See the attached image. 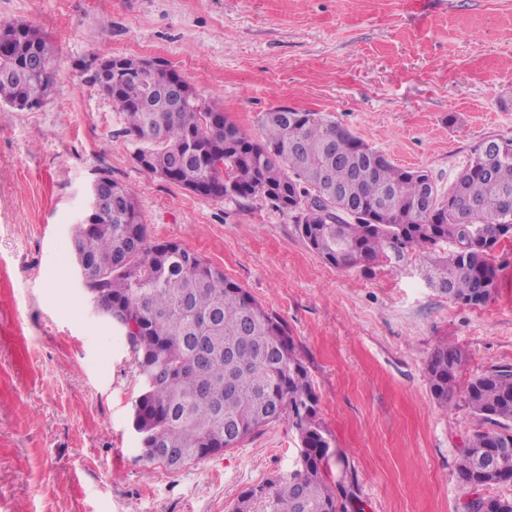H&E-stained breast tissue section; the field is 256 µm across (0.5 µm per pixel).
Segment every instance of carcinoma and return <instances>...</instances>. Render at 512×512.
Instances as JSON below:
<instances>
[{"mask_svg": "<svg viewBox=\"0 0 512 512\" xmlns=\"http://www.w3.org/2000/svg\"><path fill=\"white\" fill-rule=\"evenodd\" d=\"M55 48L31 22L0 21V104L41 106L53 87ZM119 74L93 70L123 114L137 161L152 160L186 190L210 186L215 199L261 196L297 212L296 232L336 267L373 264L419 250L429 281L455 303L481 306L492 295L493 252L512 238V139L475 145L442 189L424 170L394 165L344 127L280 107L263 113L261 136L207 105L193 87L176 105L164 88L144 93L145 59L117 58ZM107 210L71 228L76 265L90 295L112 303L138 363L141 391L132 426L139 447L184 452L189 463L236 448L285 420L298 439L300 468L282 481L243 491L233 512H358V484L336 455L319 418L307 367L283 322L198 253L150 240L134 190L98 177ZM448 245L440 254L438 248ZM462 351L440 345L428 364L433 396L448 406ZM465 401L483 426L461 448L459 482L470 488L512 481V367L472 379ZM496 456L491 473L474 449ZM470 512H512V501L477 498Z\"/></svg>", "mask_w": 512, "mask_h": 512, "instance_id": "carcinoma-1", "label": "carcinoma"}]
</instances>
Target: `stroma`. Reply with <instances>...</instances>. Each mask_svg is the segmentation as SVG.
Returning <instances> with one entry per match:
<instances>
[{
	"label": "stroma",
	"instance_id": "35a3bbf8",
	"mask_svg": "<svg viewBox=\"0 0 512 512\" xmlns=\"http://www.w3.org/2000/svg\"><path fill=\"white\" fill-rule=\"evenodd\" d=\"M0 20L38 25L58 53L42 107L0 105V512H231L242 491L300 465L284 421L179 470L141 459L134 357L94 312L70 247L104 173L132 187L150 239L223 268L287 325L364 512L512 500V482L474 490L456 478L480 425L466 386L512 366V240L478 308L430 286L415 251L334 267L294 213L142 171L85 71L100 54L166 63L253 135L271 109L318 112L445 186L475 144L512 139V0H0ZM444 343L465 356L447 407L427 375Z\"/></svg>",
	"mask_w": 512,
	"mask_h": 512
}]
</instances>
